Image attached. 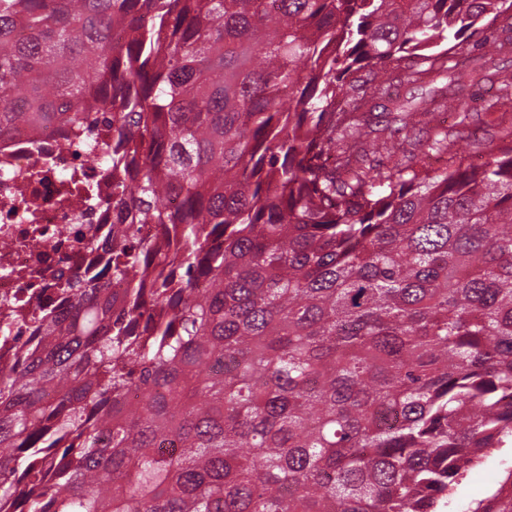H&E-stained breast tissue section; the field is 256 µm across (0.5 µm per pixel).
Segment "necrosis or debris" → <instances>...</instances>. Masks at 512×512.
<instances>
[{
	"instance_id": "4bbe7bcc",
	"label": "necrosis or debris",
	"mask_w": 512,
	"mask_h": 512,
	"mask_svg": "<svg viewBox=\"0 0 512 512\" xmlns=\"http://www.w3.org/2000/svg\"><path fill=\"white\" fill-rule=\"evenodd\" d=\"M111 230L112 162L89 160L83 132L60 119L0 139V311H17L15 330L31 335L38 289L99 275Z\"/></svg>"
}]
</instances>
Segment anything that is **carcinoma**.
Segmentation results:
<instances>
[{
	"label": "carcinoma",
	"mask_w": 512,
	"mask_h": 512,
	"mask_svg": "<svg viewBox=\"0 0 512 512\" xmlns=\"http://www.w3.org/2000/svg\"><path fill=\"white\" fill-rule=\"evenodd\" d=\"M511 10L0 0V137L112 103L128 284L67 281L0 367V512H438L512 444V134L442 172L369 153L448 149L428 119L469 101L437 83L483 78Z\"/></svg>",
	"instance_id": "obj_1"
}]
</instances>
